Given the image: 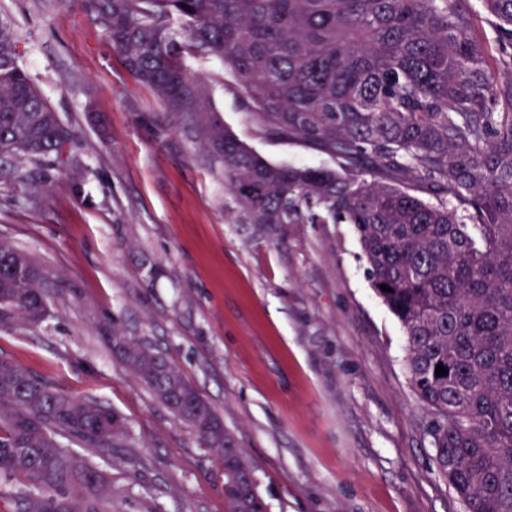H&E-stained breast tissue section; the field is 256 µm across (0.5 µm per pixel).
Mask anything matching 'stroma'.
<instances>
[{"mask_svg":"<svg viewBox=\"0 0 512 512\" xmlns=\"http://www.w3.org/2000/svg\"><path fill=\"white\" fill-rule=\"evenodd\" d=\"M18 62L78 134L0 178V241L44 272L46 318L0 323V357L121 413L120 458L83 448L120 512H226L215 454L112 348L163 352L256 467L269 512H464L437 471L397 318L349 224H248L189 129L124 67L80 0H0ZM234 136L274 165L329 167L264 135L223 66L192 62Z\"/></svg>","mask_w":512,"mask_h":512,"instance_id":"1","label":"stroma"}]
</instances>
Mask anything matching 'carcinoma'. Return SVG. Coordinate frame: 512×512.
Wrapping results in <instances>:
<instances>
[{
    "label": "carcinoma",
    "instance_id": "carcinoma-1",
    "mask_svg": "<svg viewBox=\"0 0 512 512\" xmlns=\"http://www.w3.org/2000/svg\"><path fill=\"white\" fill-rule=\"evenodd\" d=\"M482 4L494 46L464 0H85L126 68L222 166L246 222L354 226L402 326L437 470L466 512H512V0ZM208 58L266 135L336 168L273 165L238 141L187 64ZM74 142L0 20V178ZM43 278L0 242L1 322L44 319ZM112 345L217 452L227 512H266L254 467L195 386L148 344L114 330ZM127 434L117 411L0 359L8 512H112L106 476L59 439L110 453Z\"/></svg>",
    "mask_w": 512,
    "mask_h": 512
}]
</instances>
